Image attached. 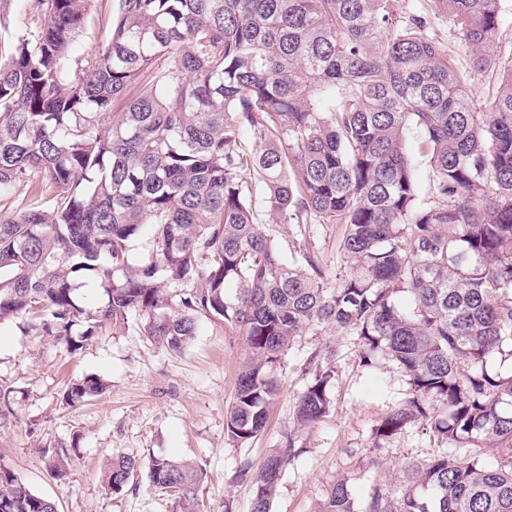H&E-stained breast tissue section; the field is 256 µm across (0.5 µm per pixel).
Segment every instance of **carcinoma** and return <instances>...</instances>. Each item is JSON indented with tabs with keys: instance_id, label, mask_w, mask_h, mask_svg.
I'll return each instance as SVG.
<instances>
[{
	"instance_id": "obj_1",
	"label": "carcinoma",
	"mask_w": 512,
	"mask_h": 512,
	"mask_svg": "<svg viewBox=\"0 0 512 512\" xmlns=\"http://www.w3.org/2000/svg\"><path fill=\"white\" fill-rule=\"evenodd\" d=\"M116 2L109 45L77 62L70 48L94 0H33L0 62V201L27 187L0 207V324L42 316L72 352L131 313L174 351L203 317L239 328L248 358L225 423L239 444L264 432L296 337L332 325L407 379L373 447L418 423L437 448L407 467L400 496L376 487L357 511L340 480L320 512H512V371L494 367L512 362V63L478 112L455 59L394 0ZM499 2L433 0L477 70L492 66ZM409 129L432 199L416 187ZM261 211L268 224L343 225L336 286L310 256L285 261ZM145 234L152 248L139 258L131 244ZM82 279L100 300L77 331ZM309 363L319 371L297 401L299 432L331 407V361ZM106 387L87 375L62 401ZM293 448L290 436L241 466L249 512H271ZM47 454L64 477V449ZM143 468L181 512H197L205 474L186 461L118 456L104 484L119 494ZM0 512L58 509L0 466ZM406 151L415 164V177L418 188L423 195L431 196L433 184L432 171L428 167L420 139L415 132H410L406 138Z\"/></svg>"
}]
</instances>
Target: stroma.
I'll list each match as a JSON object with an SVG mask.
<instances>
[{
	"instance_id": "stroma-1",
	"label": "stroma",
	"mask_w": 512,
	"mask_h": 512,
	"mask_svg": "<svg viewBox=\"0 0 512 512\" xmlns=\"http://www.w3.org/2000/svg\"><path fill=\"white\" fill-rule=\"evenodd\" d=\"M115 8V0H95L74 58L84 59L109 44ZM394 9L426 19L428 35L457 59L473 105L486 111L497 72L472 70V50L460 40L448 15L435 11L431 0H396ZM269 231L285 259L314 256L331 277L344 267L339 249L342 225L282 224ZM321 350L334 353L331 412L298 436L272 512H319L340 480L346 481L357 505L376 486L400 494L406 464L426 460L435 444L411 427L387 447L372 448L371 432L403 398L406 379L388 361L363 366L356 338L330 325L297 337L276 371L280 395L266 432L240 445L224 428L246 356L245 338L238 329L201 320L194 339L175 352L148 342L138 316L132 314L72 353L48 336L40 321H7L0 325V387L12 388L15 401L0 411V464L34 492L55 500L59 512H180L174 497L150 486L145 474L135 475L118 494L101 479L113 457L164 455L191 461L206 472L197 490L201 512H249L252 490L236 482L233 473L243 461L261 463L292 433L298 395L315 373L308 359ZM89 374L109 382L106 394L77 407L63 405L65 384ZM53 443L70 453L61 479L50 475L43 452Z\"/></svg>"
}]
</instances>
